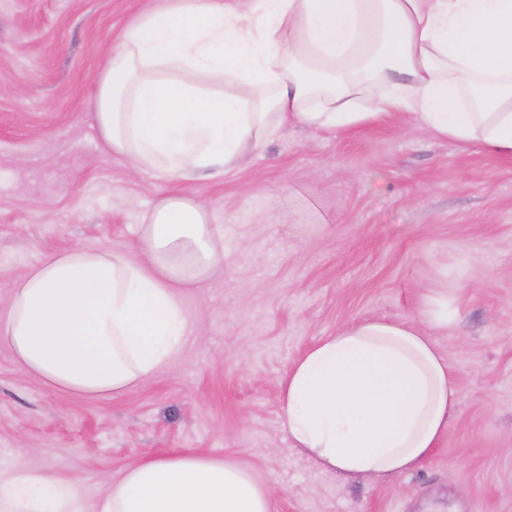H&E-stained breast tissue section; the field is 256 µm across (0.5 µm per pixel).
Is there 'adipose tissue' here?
Returning <instances> with one entry per match:
<instances>
[{
    "label": "adipose tissue",
    "instance_id": "adipose-tissue-1",
    "mask_svg": "<svg viewBox=\"0 0 512 512\" xmlns=\"http://www.w3.org/2000/svg\"><path fill=\"white\" fill-rule=\"evenodd\" d=\"M386 112L512 155V0H157L117 38L91 101L104 147L172 178L239 167L292 124L339 130ZM143 261L118 249L46 256L13 282L0 341L54 391L90 399L152 374L188 332L182 291L224 265L212 212L171 194L142 214ZM292 447L323 471L416 466L457 389L431 337L364 320L323 338L279 390ZM0 512H273L232 461L149 454L89 502L77 479L0 466Z\"/></svg>",
    "mask_w": 512,
    "mask_h": 512
}]
</instances>
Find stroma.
<instances>
[{
	"mask_svg": "<svg viewBox=\"0 0 512 512\" xmlns=\"http://www.w3.org/2000/svg\"><path fill=\"white\" fill-rule=\"evenodd\" d=\"M155 0H0V306L45 255L136 247L167 193L204 201L224 266L182 293L190 332L112 397L49 390L0 343V465L78 477L89 499L148 453L233 460L273 512H512V157L432 137L411 114L339 131L289 127L219 175L132 172L89 118L118 34ZM458 403L413 470H317L291 448L278 390L315 343L369 318L421 323Z\"/></svg>",
	"mask_w": 512,
	"mask_h": 512,
	"instance_id": "stroma-1",
	"label": "stroma"
}]
</instances>
